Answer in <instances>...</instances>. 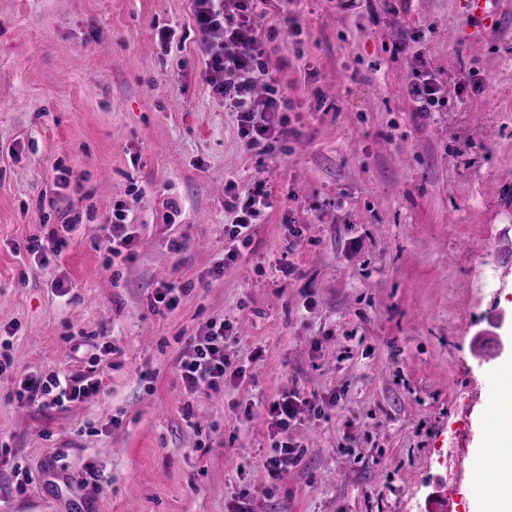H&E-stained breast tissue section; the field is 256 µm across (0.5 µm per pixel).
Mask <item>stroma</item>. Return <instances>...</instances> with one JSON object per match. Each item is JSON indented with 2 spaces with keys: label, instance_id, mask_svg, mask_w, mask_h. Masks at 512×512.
Wrapping results in <instances>:
<instances>
[{
  "label": "stroma",
  "instance_id": "35a3bbf8",
  "mask_svg": "<svg viewBox=\"0 0 512 512\" xmlns=\"http://www.w3.org/2000/svg\"><path fill=\"white\" fill-rule=\"evenodd\" d=\"M465 3L269 6L291 109L249 147L210 92L191 0H0V512H431L438 490L477 512L475 400L512 386L511 350L472 352L512 335L487 320L512 310V0ZM421 59L445 95L424 116L406 91ZM229 180L265 182L273 206L218 279ZM125 203L131 260L102 242ZM72 218L62 253L35 261L30 239ZM165 283L170 310L151 303ZM222 319L241 330L231 361H263L189 393L186 340ZM93 368L99 392L70 409L17 396L25 376ZM295 387L328 407L301 414V456L273 486L262 409Z\"/></svg>",
  "mask_w": 512,
  "mask_h": 512
}]
</instances>
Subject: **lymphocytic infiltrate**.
I'll use <instances>...</instances> for the list:
<instances>
[{
    "mask_svg": "<svg viewBox=\"0 0 512 512\" xmlns=\"http://www.w3.org/2000/svg\"><path fill=\"white\" fill-rule=\"evenodd\" d=\"M268 0H193V18L198 30L213 39L206 64L212 95L225 111L236 113L247 146H255L284 128L290 108L287 95L272 85L268 53L255 24L265 12ZM417 112L435 111L442 105V85L431 67L419 64L407 84ZM271 196L263 183L249 188L238 202L229 206L232 216L228 235L250 244L254 218L271 208ZM230 326L210 321L198 336L188 341L179 360L181 379L187 391L204 393L220 390L226 377L241 378L242 366L233 365L224 352V334ZM102 380L92 375L52 373L30 376L21 383L20 399H44L63 406L83 402L96 394ZM322 416L320 407L305 392L292 389L280 393L268 404L270 427L276 438L273 452L263 462L271 480H279L299 459V445L291 436L302 412Z\"/></svg>",
    "mask_w": 512,
    "mask_h": 512,
    "instance_id": "lymphocytic-infiltrate-1",
    "label": "lymphocytic infiltrate"
}]
</instances>
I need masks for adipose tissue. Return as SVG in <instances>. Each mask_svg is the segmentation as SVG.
Instances as JSON below:
<instances>
[{
	"label": "adipose tissue",
	"instance_id": "1",
	"mask_svg": "<svg viewBox=\"0 0 512 512\" xmlns=\"http://www.w3.org/2000/svg\"><path fill=\"white\" fill-rule=\"evenodd\" d=\"M501 418L494 433L496 452L485 457V464L494 466L500 479L496 485H481L483 512H512V388L497 398Z\"/></svg>",
	"mask_w": 512,
	"mask_h": 512
}]
</instances>
